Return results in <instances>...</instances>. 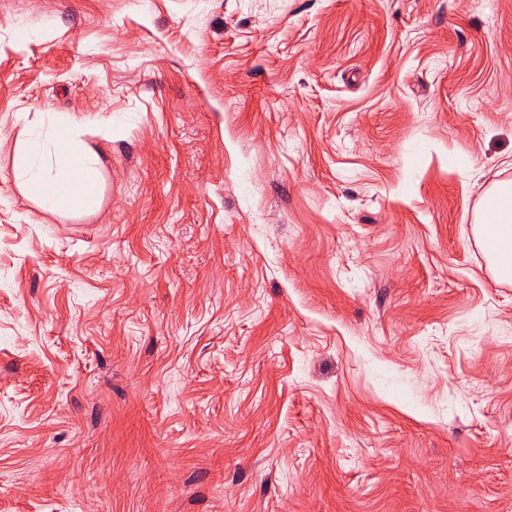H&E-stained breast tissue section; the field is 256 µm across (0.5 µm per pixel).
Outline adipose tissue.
<instances>
[{
  "label": "adipose tissue",
  "instance_id": "ef3b65f1",
  "mask_svg": "<svg viewBox=\"0 0 512 512\" xmlns=\"http://www.w3.org/2000/svg\"><path fill=\"white\" fill-rule=\"evenodd\" d=\"M75 122L56 113L47 132L33 131L16 158V177L39 204L55 213H91L101 203V173L96 153L74 137ZM483 210L489 218L476 222L475 237L491 248L490 267L503 281H512V182L485 192Z\"/></svg>",
  "mask_w": 512,
  "mask_h": 512
}]
</instances>
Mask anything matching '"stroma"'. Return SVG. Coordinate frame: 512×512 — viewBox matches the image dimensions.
Returning <instances> with one entry per match:
<instances>
[{"label":"stroma","instance_id":"1","mask_svg":"<svg viewBox=\"0 0 512 512\" xmlns=\"http://www.w3.org/2000/svg\"><path fill=\"white\" fill-rule=\"evenodd\" d=\"M502 181L512 0H0V512H512ZM75 122L68 115L54 113L48 131H32L16 158V177L46 210L55 213H92L101 203V173L96 153L74 137ZM57 158H47V142ZM38 188L39 191H35ZM490 215L485 221L476 220L475 237L496 254L489 258L494 275L512 281V182H502L483 195V210Z\"/></svg>","mask_w":512,"mask_h":512}]
</instances>
